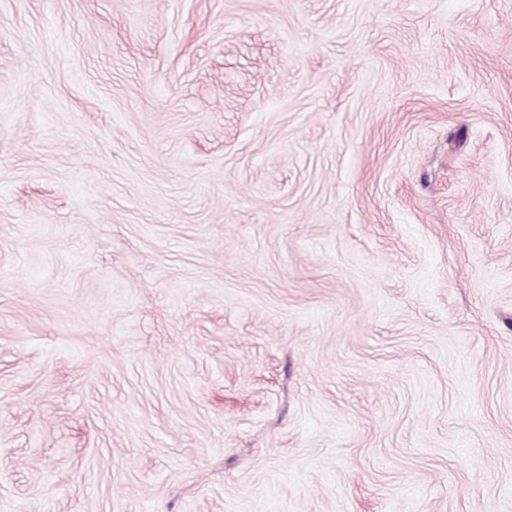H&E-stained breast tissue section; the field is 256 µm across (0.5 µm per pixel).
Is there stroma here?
Here are the masks:
<instances>
[{
  "instance_id": "1",
  "label": "stroma",
  "mask_w": 512,
  "mask_h": 512,
  "mask_svg": "<svg viewBox=\"0 0 512 512\" xmlns=\"http://www.w3.org/2000/svg\"><path fill=\"white\" fill-rule=\"evenodd\" d=\"M0 512H512V0H0Z\"/></svg>"
}]
</instances>
